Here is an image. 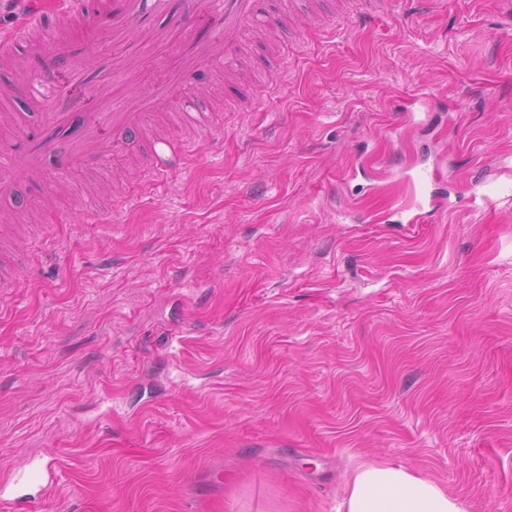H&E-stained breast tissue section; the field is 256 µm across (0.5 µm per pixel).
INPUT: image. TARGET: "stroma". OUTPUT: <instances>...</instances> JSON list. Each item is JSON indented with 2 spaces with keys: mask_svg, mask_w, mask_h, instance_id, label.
<instances>
[{
  "mask_svg": "<svg viewBox=\"0 0 512 512\" xmlns=\"http://www.w3.org/2000/svg\"><path fill=\"white\" fill-rule=\"evenodd\" d=\"M288 56L247 37L251 87L185 89L223 146L158 177L148 141L102 173L21 181L0 297V475L58 459L34 512H344L365 462L512 512V0H399ZM447 171L406 231L402 168ZM486 180L508 193L474 202ZM100 191L109 220L85 223ZM412 208L413 206L401 204L395 209L396 214L404 215V219L400 221L401 224L413 227L415 224H422L427 216H433L441 212V207L431 194L428 197L424 196L422 201L415 204L416 212H412Z\"/></svg>",
  "mask_w": 512,
  "mask_h": 512,
  "instance_id": "1",
  "label": "stroma"
}]
</instances>
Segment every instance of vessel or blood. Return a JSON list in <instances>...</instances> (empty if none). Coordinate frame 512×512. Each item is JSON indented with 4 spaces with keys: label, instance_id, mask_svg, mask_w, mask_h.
Returning <instances> with one entry per match:
<instances>
[{
    "label": "vessel or blood",
    "instance_id": "b4317fda",
    "mask_svg": "<svg viewBox=\"0 0 512 512\" xmlns=\"http://www.w3.org/2000/svg\"><path fill=\"white\" fill-rule=\"evenodd\" d=\"M86 0H57L56 26H49L40 11H23L11 40L0 42V61L11 57L21 46H31L53 54L52 66L32 71L21 88H7V95L21 93L41 111L42 130L36 139L22 140L10 160L0 162V201H13L20 176L46 178L49 169L82 172L100 167L128 142L140 138L154 109L179 100L183 84L154 85L148 95H137L142 74L120 58L87 49L74 48V35L88 32L100 45L124 46L132 54L151 52L155 47L177 41L183 74L215 68L224 55L238 53L242 32L264 22L269 32L286 23L284 16L263 18L261 0H112V24L92 25ZM221 15L224 29L202 34L201 22ZM69 73L85 85H101L117 75L125 88L113 97L102 112H82L56 93L57 77ZM157 175L167 176L185 160L183 150H175L159 140L151 147ZM434 197L396 209L404 224L423 223L440 213ZM59 465L30 461L26 468L0 481V504L11 506V493L19 487L52 488L58 480Z\"/></svg>",
    "mask_w": 512,
    "mask_h": 512
}]
</instances>
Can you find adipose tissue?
I'll return each mask as SVG.
<instances>
[{
	"label": "adipose tissue",
	"instance_id": "obj_1",
	"mask_svg": "<svg viewBox=\"0 0 512 512\" xmlns=\"http://www.w3.org/2000/svg\"><path fill=\"white\" fill-rule=\"evenodd\" d=\"M344 492L345 512H464L436 481L388 463L346 474Z\"/></svg>",
	"mask_w": 512,
	"mask_h": 512
}]
</instances>
